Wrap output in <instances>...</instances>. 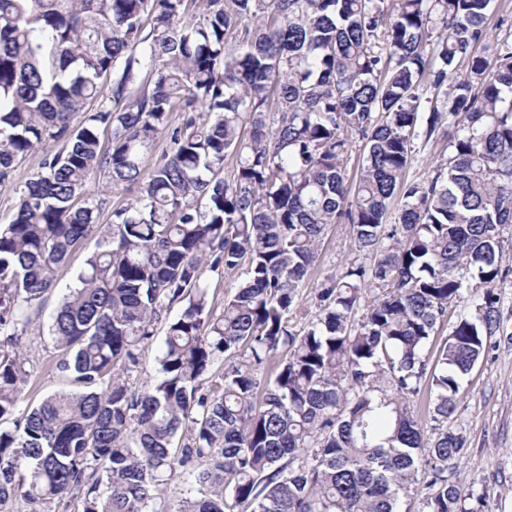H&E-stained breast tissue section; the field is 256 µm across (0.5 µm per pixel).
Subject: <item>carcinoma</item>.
I'll return each mask as SVG.
<instances>
[{
    "label": "carcinoma",
    "mask_w": 512,
    "mask_h": 512,
    "mask_svg": "<svg viewBox=\"0 0 512 512\" xmlns=\"http://www.w3.org/2000/svg\"><path fill=\"white\" fill-rule=\"evenodd\" d=\"M492 2L0 0V185L43 150L0 225V424L13 421L0 429V504L156 512L180 473L177 512H412L414 498L417 512H489L452 480L466 438L444 423L501 329L512 40L492 65L474 53ZM163 132L169 152L147 168ZM441 136L446 168L406 180L414 139ZM357 139L367 153L351 182ZM98 173L137 195L113 209L52 317L56 369L77 390L15 420L30 376L19 340L107 204L85 196ZM331 224L350 225L370 262L327 276L318 314L294 331ZM238 269L213 314L205 271ZM373 286L383 294L355 319ZM465 288L474 313L429 372L430 338ZM163 320L161 377L135 391L125 374ZM423 383L429 437L410 406Z\"/></svg>",
    "instance_id": "carcinoma-1"
}]
</instances>
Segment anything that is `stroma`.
<instances>
[{
	"label": "stroma",
	"mask_w": 512,
	"mask_h": 512,
	"mask_svg": "<svg viewBox=\"0 0 512 512\" xmlns=\"http://www.w3.org/2000/svg\"><path fill=\"white\" fill-rule=\"evenodd\" d=\"M98 239V234H91L70 251L56 272L54 290L32 317L22 339V354L34 371L22 387L21 407L37 405L72 387L69 377L55 368L59 352L48 327L59 301L75 286L87 258L96 250ZM359 258L349 225H330L300 292L301 307L316 314L318 284ZM504 265L509 273L496 288L503 332L496 336L494 350L463 377L460 408L448 422L449 428L467 438L454 479L466 491L488 489L492 512H512V256Z\"/></svg>",
	"instance_id": "35a3bbf8"
}]
</instances>
